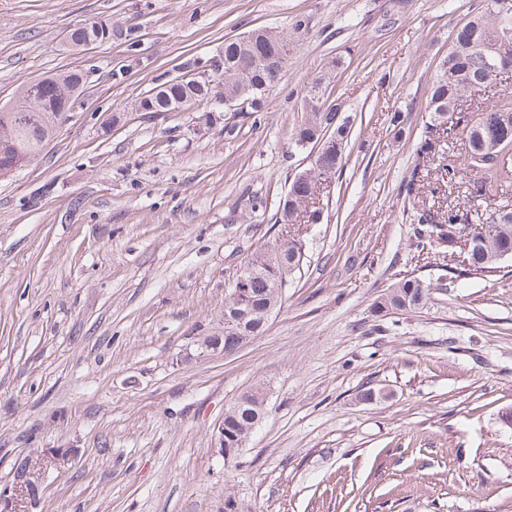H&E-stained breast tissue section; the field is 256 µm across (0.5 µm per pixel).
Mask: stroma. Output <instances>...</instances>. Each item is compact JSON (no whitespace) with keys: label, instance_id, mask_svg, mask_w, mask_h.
Instances as JSON below:
<instances>
[{"label":"stroma","instance_id":"obj_1","mask_svg":"<svg viewBox=\"0 0 512 512\" xmlns=\"http://www.w3.org/2000/svg\"><path fill=\"white\" fill-rule=\"evenodd\" d=\"M481 5L0 0V105L22 83L89 74L54 139L0 176V512H224L228 494L243 512H512V257L443 273L417 254L402 191L437 63ZM93 20L137 45L63 50ZM260 29L291 47L262 111H136ZM319 76L357 115L348 163L320 187L319 223L284 224L310 166L291 134ZM286 235L304 258L281 305L225 355L242 263ZM406 274L434 285L426 307L374 313ZM258 384L266 413L224 459L215 425ZM368 386L386 398L358 401Z\"/></svg>","mask_w":512,"mask_h":512}]
</instances>
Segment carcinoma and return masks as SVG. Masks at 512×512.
<instances>
[{
    "mask_svg": "<svg viewBox=\"0 0 512 512\" xmlns=\"http://www.w3.org/2000/svg\"><path fill=\"white\" fill-rule=\"evenodd\" d=\"M483 10L475 13L454 34L448 54L439 62L426 111L429 120L416 144L417 163L403 184L407 198H416L430 190L435 195L442 186L452 185L458 177L457 156L447 144L458 128L466 131V166L475 176L468 194L445 208L422 207L415 210L413 237L418 252L432 251L443 243L453 244L462 220V211L470 212L476 223L473 242L466 253L467 271L486 272L506 257H512V197L492 193L502 182L506 158L503 150L512 145V107L491 105L468 115L457 111L459 101L485 90L492 84L486 56L496 58L499 72H512V10L504 14L495 8L497 0H484ZM132 33L112 29V24L92 21L75 28L65 39L72 48L103 44L115 35ZM290 47L288 38L276 31L256 30L240 39L224 41V52L212 62L213 70L224 76V98L248 102V108L261 111L268 94L283 78ZM86 81L81 71L71 70L44 77L33 85L18 87L15 101L0 107V174L6 175L21 163L40 154L66 119ZM323 78L314 79L304 103L306 115L291 140L295 148H311V168L292 181L283 200L280 219L291 224L299 218L311 224L320 220V210H307L316 199L319 181L342 172L347 163L345 146L350 118L339 105L323 100ZM214 84L206 71L188 79L176 77L146 92L137 111L147 114L176 112L185 106L213 99ZM302 245L292 239L268 244L245 261L237 275L229 299L225 302L246 314L240 333L260 336L269 312L282 298L287 271L299 266ZM431 298V285L405 275L374 303L381 314L412 311ZM264 392L256 386L242 392L224 410V429L235 442L253 433L264 411Z\"/></svg>",
    "mask_w": 512,
    "mask_h": 512,
    "instance_id": "carcinoma-1",
    "label": "carcinoma"
}]
</instances>
